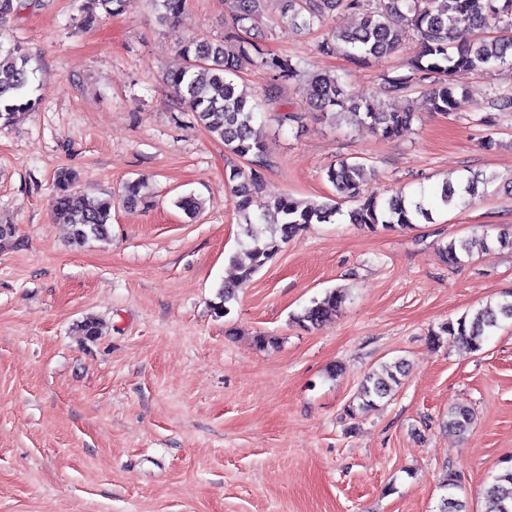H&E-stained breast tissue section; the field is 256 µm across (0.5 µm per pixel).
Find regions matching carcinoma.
Returning a JSON list of instances; mask_svg holds the SVG:
<instances>
[{
	"label": "carcinoma",
	"instance_id": "1",
	"mask_svg": "<svg viewBox=\"0 0 512 512\" xmlns=\"http://www.w3.org/2000/svg\"><path fill=\"white\" fill-rule=\"evenodd\" d=\"M129 0H88L84 22L92 27L101 16H116L125 11ZM164 22H177L184 13L186 0H151ZM233 30L218 42L192 40L182 46V66L167 73V82L175 96L193 113L196 121L213 137L224 142L231 154L248 162L235 167L226 175L235 198L239 224L251 244L229 256L237 270L236 281L220 287L213 304L214 314L225 317L230 303L236 299L237 288L252 277L281 251L282 245L310 224L330 223L345 214L351 224L371 231H392L411 228L419 221H430V202L425 196L407 198L399 193L387 198L364 189L369 169L359 161L341 160L327 170L328 181L335 196L323 201H299L287 193L267 195L265 207L282 217L270 235L263 238L256 229V217L251 213L255 198L266 195L263 170L267 166L265 143L257 138L253 125L259 104L238 91L235 77L251 69H264L282 82H292L304 75L302 61L286 54L266 52L253 37L256 23L262 18L264 0H230ZM337 9L361 15L358 26L341 30L328 28L319 48L326 54L342 53L359 62L381 61L394 54L410 38L416 50L406 61L386 72L375 94L368 99H356L340 78L316 74L311 77L309 104L329 121H348L366 125L386 140L398 138L409 129L416 112L408 107L388 111L383 97H403L418 87L430 85L429 110L450 114L457 104L458 86L454 75L460 70L492 71L504 65L512 66V0H285L277 24L296 30H309L314 25H326L327 17ZM502 24L498 36L478 35L469 44L450 46L454 29L482 30L489 21ZM33 70L30 56L18 43L8 47L0 42V123L19 120L39 105L32 87ZM77 179L71 171L56 176V193L52 205L54 219L71 228L72 244L84 246L91 241H106L112 219V199L92 201L75 191ZM497 180L491 174L468 180L463 194L450 184L437 193L447 205L454 197L465 199L477 193L479 186H489ZM142 182L125 184L123 201L137 205L145 202ZM348 203V210L342 205ZM488 249V236L478 240L454 239L438 250L440 259L458 266L472 258L474 244ZM348 292L336 288L314 299L294 316L305 329L315 328L342 308ZM512 321V299L489 303L475 317L465 315L447 321L433 332L432 342L452 336L474 351L498 329L502 322ZM407 374L403 359L387 362L369 371L358 390L357 404L348 406L350 417L377 406L393 395ZM474 423L473 412L463 406L448 411V429L467 432ZM457 475L448 472L443 480L439 512H469L468 502L456 496ZM482 512H512V456L502 460V466L492 482L483 490Z\"/></svg>",
	"mask_w": 512,
	"mask_h": 512
}]
</instances>
